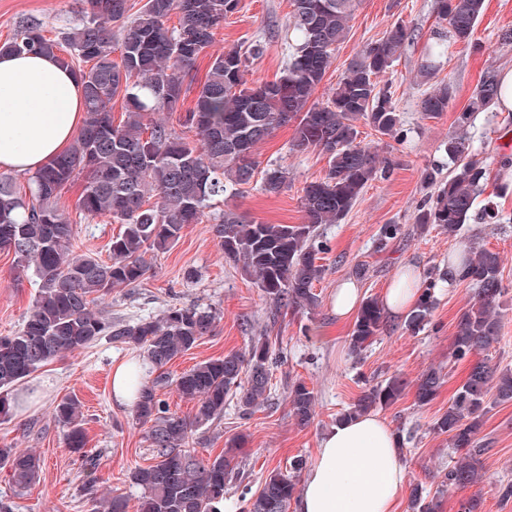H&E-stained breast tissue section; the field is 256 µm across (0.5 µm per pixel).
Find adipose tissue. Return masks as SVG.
Wrapping results in <instances>:
<instances>
[{"label":"adipose tissue","mask_w":512,"mask_h":512,"mask_svg":"<svg viewBox=\"0 0 512 512\" xmlns=\"http://www.w3.org/2000/svg\"><path fill=\"white\" fill-rule=\"evenodd\" d=\"M85 120L84 92L72 71L44 53H0V168L31 174L71 147ZM424 276L406 267L383 296L386 310L406 314ZM149 363L135 357L112 371V397L137 402ZM406 483L397 433L380 415L345 420L324 432L296 512H396Z\"/></svg>","instance_id":"ef3b65f1"}]
</instances>
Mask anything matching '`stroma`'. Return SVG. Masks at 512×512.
Instances as JSON below:
<instances>
[{"mask_svg":"<svg viewBox=\"0 0 512 512\" xmlns=\"http://www.w3.org/2000/svg\"><path fill=\"white\" fill-rule=\"evenodd\" d=\"M83 8V0H0V43L29 20L39 22L46 36L59 37L81 23ZM291 10V0H240L206 55L199 58L198 73H206L211 56L258 40L264 53L250 60L247 80L278 77L287 60L285 22ZM397 22L414 33L381 79L400 114L398 133L382 137L368 125L359 127L364 145L391 158L396 166L390 176L368 184L341 223L322 225L318 262L324 275L314 285L318 308L271 320L270 301L249 276L225 260L213 232L216 217L228 209L267 224L301 223L303 189L324 178L328 159L316 150L290 151L293 129L289 126L278 129L257 149L261 164L287 169L288 179L279 193H265L253 183L214 200L199 223L184 226L172 247L146 254L149 271L139 285L114 288L101 303L113 320L126 322L158 318L172 305L216 312L211 335L168 365L173 377L207 359L245 351L254 337L270 336L277 362L270 368L268 399L243 416L236 398H228L223 417L196 431L190 443L199 457L209 458L222 453L237 436L246 440L240 474L225 490L222 512H241L244 493L256 490L270 471H288L293 457L314 459L320 435L335 425L363 383L392 375L405 382L406 390L381 415L403 437L407 487L419 484L430 492L441 491L442 512H458L460 501L471 496L481 498L482 512H512V500L504 502L498 496L500 484L512 482V402L496 404L484 417L481 435L489 451L482 458V482L463 489L440 488L453 452L447 435L434 431L433 424L447 410L467 372L466 364L449 361L448 346L457 318L472 298L468 284L442 288L432 323L424 331L414 334L403 321L389 320L378 340L359 355L349 346L352 321L338 320L332 310L338 283L355 277L358 265L368 268L367 277L358 279L362 296L379 297L405 264L416 262L428 271L446 268L449 257L463 253L466 241L472 240L502 258L506 293L500 341L490 351L489 363L500 371L512 370V190L500 191L501 184L512 187V112L478 113L465 135L468 155L488 170L478 202L497 209V222L465 225L458 238L437 228L425 233L414 229L416 210L429 192L426 172L449 164L444 144L457 131L458 113L468 105L487 69L512 68V42L500 39L502 31L512 30V0H484L472 40L446 47L427 78L420 75L421 65L437 33L448 29L438 19L436 0H361L316 99L325 100L356 53L380 42ZM444 80L453 82L455 97L447 112L428 117L420 110L419 98ZM80 192L81 185L75 182L64 188L60 198L73 222L75 250L108 259L112 236L120 226L104 217L88 219L79 214ZM384 224L405 225L410 233L378 252L374 239ZM36 292L33 280L20 273L13 253L0 251V335L22 326ZM137 353V348L103 339L47 364L18 386L16 411L10 419L0 420V447L34 449L44 465L39 481L26 490L16 489L7 470H0V499L12 502L13 512H91L92 502L82 492L86 479L82 457L66 448L63 428L52 414L55 401L66 396L77 397L82 405L86 452L98 461L97 496H124L129 512H136L141 490L129 482L128 474L151 464L152 458L133 410L112 401L111 373L114 364ZM432 366L442 367L445 383L430 404L417 405L415 383ZM299 381L316 395L314 419L306 427L296 423L288 403V391Z\"/></svg>","mask_w":512,"mask_h":512,"instance_id":"1","label":"stroma"}]
</instances>
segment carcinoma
Listing matches in <instances>:
<instances>
[{
	"mask_svg": "<svg viewBox=\"0 0 512 512\" xmlns=\"http://www.w3.org/2000/svg\"><path fill=\"white\" fill-rule=\"evenodd\" d=\"M360 0H293L288 19L293 39L281 75L272 81L245 79L249 58L263 52L256 41L246 49L229 48L210 59L191 106L185 101L192 70L215 40L224 19L236 12L239 0H146L139 15L129 18V0H86L84 20L64 40L43 34L30 21L0 51L41 52L57 57L81 79L86 118L68 153L29 175L21 188L0 174V250L15 254L22 271L38 285L21 328L0 336V419L13 415V391L41 367L107 337L143 351L156 376L144 383L134 409L147 426L154 462L129 473L142 489L138 512H222L224 488L238 476L244 438L237 437L222 454L202 459L189 448L195 428L224 416V403L233 391L248 414L268 398L269 367L273 360L267 336L251 341L248 351L230 352L205 360L169 381L166 366L196 348L212 333L216 316L196 306L173 305L158 320L114 323L94 309L95 302L119 286H135L149 270L144 255L164 251L186 224H196L211 202L227 191L248 185L258 168L256 151L278 128L294 127L292 150L318 149L328 157L326 176L307 184L299 224H267L226 211L213 225L224 257L241 266L272 301V319L287 309L313 311L319 305L314 284L323 274L315 247L323 224L344 219L379 171L381 161L361 145L359 122L381 136L396 134L400 115L389 89L380 86L401 54L411 32L395 24L383 39L361 50L346 75L324 101L314 99L326 76L336 47L350 30ZM484 0H436L439 19L448 24V38L466 42L473 35ZM178 15V25L167 24ZM119 25L120 61L112 59V25ZM454 96L451 82H441L422 95L419 107L433 117L448 110ZM498 96L497 73L481 77L468 106L459 112L456 127L470 126L472 115L488 110ZM124 100L119 122L112 117V100ZM178 114L179 126L195 133L191 140L155 114ZM453 168L436 180L434 192L418 208L416 228L438 227L450 236L475 220L495 218L490 208L475 203L487 180V169L466 153L464 138H448ZM82 181L77 209L86 217H108L121 225L112 236L109 261L78 254L73 224L58 200L63 188ZM287 171L269 165L262 190L277 194ZM403 224L380 226L375 248L382 252L405 237ZM470 256L448 262L450 280L473 287L475 298L457 318L448 359L470 360L464 383L434 428L448 434L456 460L442 475L441 486L463 488L481 480V457L487 448L479 438L489 400H512V373L495 375L479 356L498 342L500 299L505 293L498 254L469 248ZM443 274H431L415 308L405 320L416 334L430 324L436 306L435 289ZM387 317L381 302L365 298L350 336L352 352L361 354L384 331ZM444 382L440 368H429L415 384V400L432 402ZM173 384L179 395L196 404L189 421L170 412L159 388ZM404 385L391 376L362 389L341 414L352 418L387 409L402 396ZM290 411L298 425L314 417L315 395L305 383L288 392ZM53 415L65 428L66 446L83 455L88 474L97 460L85 454L83 413L77 399L56 402ZM307 461L296 457L288 473L273 471L260 489L244 499L243 512H287L300 491L299 477ZM0 468L8 469L12 484L25 489L35 483L43 460L32 449L0 448ZM437 497L416 486L410 494L411 512H438Z\"/></svg>",
	"mask_w": 512,
	"mask_h": 512,
	"instance_id": "cac0c4a2",
	"label": "carcinoma"
}]
</instances>
